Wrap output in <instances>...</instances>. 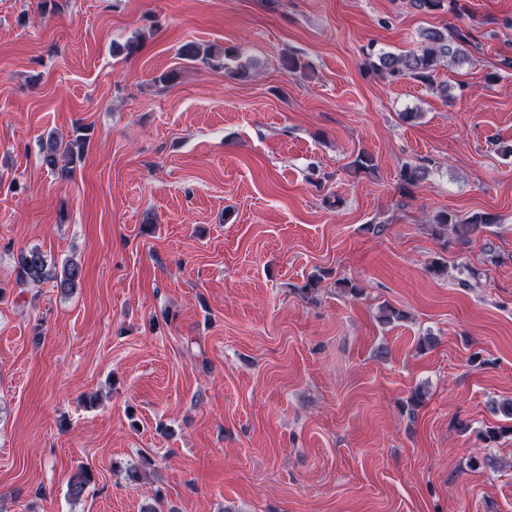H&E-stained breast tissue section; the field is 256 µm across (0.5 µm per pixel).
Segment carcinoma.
Returning a JSON list of instances; mask_svg holds the SVG:
<instances>
[{"label": "carcinoma", "mask_w": 512, "mask_h": 512, "mask_svg": "<svg viewBox=\"0 0 512 512\" xmlns=\"http://www.w3.org/2000/svg\"><path fill=\"white\" fill-rule=\"evenodd\" d=\"M413 5L430 12L448 8L457 14V19L463 18V8L458 0H411ZM472 46L469 30L457 25L447 33L437 28L424 29L420 33L418 49L404 54H377L373 47H368L365 56L369 64L384 72L394 81L413 79L429 85H434V72L438 67L448 65L455 67L469 60ZM182 60L190 63H200L209 68H222L232 76L243 77L251 67V62L241 60L240 54L230 48L216 44L202 46L196 42H187L179 49ZM89 143L86 128L75 127L68 137L64 138L55 133L48 134L40 146L42 165L57 173L61 179H71L77 165L84 158ZM430 172L425 163H406L399 172L402 187L407 189L423 182ZM494 224V217L488 213H474L465 219H460L449 212H440L431 225V234L437 238H445L453 234L460 243L485 233ZM15 284L19 288L51 281L62 293H70L77 288L81 277L82 267L78 263L66 260L62 266L49 263L46 255L37 247L22 249L18 252L13 268ZM92 475L81 468L69 479V494L79 498L92 482Z\"/></svg>", "instance_id": "obj_1"}]
</instances>
